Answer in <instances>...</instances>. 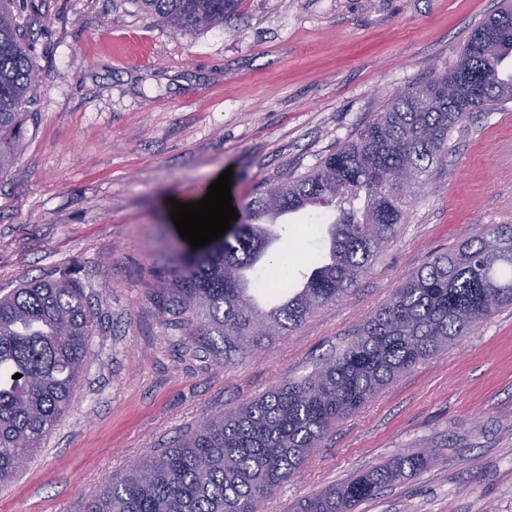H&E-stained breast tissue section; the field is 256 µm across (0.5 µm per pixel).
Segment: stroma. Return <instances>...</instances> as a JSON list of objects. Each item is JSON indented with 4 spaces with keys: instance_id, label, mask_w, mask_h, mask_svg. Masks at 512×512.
Returning a JSON list of instances; mask_svg holds the SVG:
<instances>
[{
    "instance_id": "stroma-1",
    "label": "stroma",
    "mask_w": 512,
    "mask_h": 512,
    "mask_svg": "<svg viewBox=\"0 0 512 512\" xmlns=\"http://www.w3.org/2000/svg\"><path fill=\"white\" fill-rule=\"evenodd\" d=\"M500 0H243L185 37L134 0H35L36 123L0 173V290L79 282L101 319L70 410L0 512H84L107 482L202 418L307 377L432 256L512 224V107L454 134L394 241L339 303L242 364L161 314L179 233L169 199L232 169L235 206L303 173L394 96L454 61ZM335 213L282 217L305 271ZM435 464L356 512H512V308L402 374L320 442L263 504L287 512L398 454Z\"/></svg>"
}]
</instances>
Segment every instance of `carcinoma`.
<instances>
[{
    "label": "carcinoma",
    "mask_w": 512,
    "mask_h": 512,
    "mask_svg": "<svg viewBox=\"0 0 512 512\" xmlns=\"http://www.w3.org/2000/svg\"><path fill=\"white\" fill-rule=\"evenodd\" d=\"M176 32L212 29L243 0H135ZM33 0H0V172L23 147L38 67ZM512 56V0L471 33L442 70L391 99L304 174L257 188L248 223L195 253L179 254L161 310L199 347L243 362L265 341L290 335L317 310L342 301L398 235L406 212L448 155L454 132L512 103L498 77ZM415 182L404 179L407 171ZM330 208L328 252L309 261L305 287L262 309L257 265L270 260L262 224L283 213ZM512 307V224H480L395 289L354 339L310 376L287 381L232 413L203 418L171 448L136 462L84 512H257L304 466L330 429L401 374ZM101 321L73 280L26 283L0 297V483L17 473L68 411ZM22 374L15 379L13 375ZM429 452L399 454L349 482L300 501L292 512H353L382 488L427 468Z\"/></svg>",
    "instance_id": "carcinoma-1"
}]
</instances>
